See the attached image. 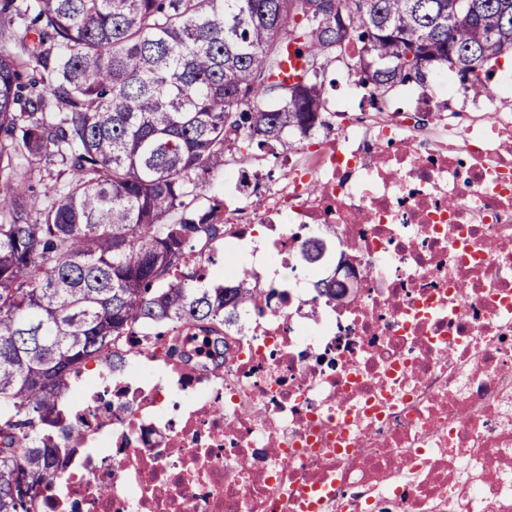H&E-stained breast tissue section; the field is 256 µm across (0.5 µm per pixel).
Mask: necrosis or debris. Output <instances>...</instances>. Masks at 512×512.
Masks as SVG:
<instances>
[{
    "mask_svg": "<svg viewBox=\"0 0 512 512\" xmlns=\"http://www.w3.org/2000/svg\"><path fill=\"white\" fill-rule=\"evenodd\" d=\"M282 168L224 181V246L265 227L278 315L240 312L222 357L192 326L169 355L129 337L131 369L63 399L52 512H512V74L435 77ZM331 267L344 300L313 288Z\"/></svg>",
    "mask_w": 512,
    "mask_h": 512,
    "instance_id": "4bbe7bcc",
    "label": "necrosis or debris"
}]
</instances>
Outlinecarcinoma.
Here are the masks:
<instances>
[{"label": "carcinoma", "instance_id": "carcinoma-1", "mask_svg": "<svg viewBox=\"0 0 512 512\" xmlns=\"http://www.w3.org/2000/svg\"><path fill=\"white\" fill-rule=\"evenodd\" d=\"M3 0L0 37V512H32L72 452L62 397L90 362L117 367L137 328L224 325L261 291L248 272L181 269L224 238V200L191 207L233 155L329 127V63L351 45L377 91L450 71L487 89L512 52V0ZM432 65L409 76L419 52ZM319 295L347 293L333 276Z\"/></svg>", "mask_w": 512, "mask_h": 512}]
</instances>
